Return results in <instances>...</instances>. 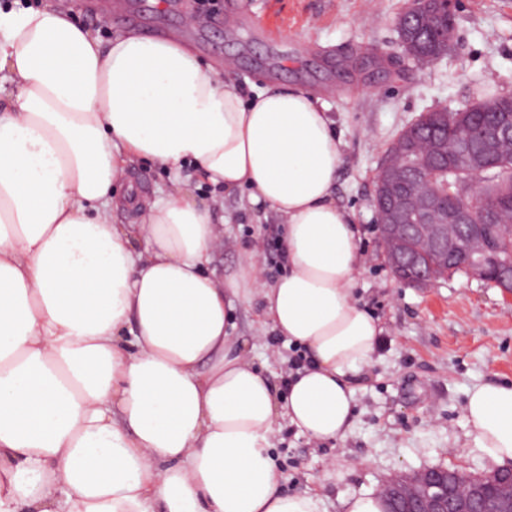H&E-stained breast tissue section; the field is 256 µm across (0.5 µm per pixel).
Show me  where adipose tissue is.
I'll return each mask as SVG.
<instances>
[{"instance_id":"adipose-tissue-1","label":"adipose tissue","mask_w":512,"mask_h":512,"mask_svg":"<svg viewBox=\"0 0 512 512\" xmlns=\"http://www.w3.org/2000/svg\"><path fill=\"white\" fill-rule=\"evenodd\" d=\"M341 146L305 89L248 101L178 38L105 42L58 0L0 7V512H321L271 450L282 417L346 439L383 332L356 295ZM137 162L247 190L280 220L282 275L262 281L253 249L218 273L224 221L176 174L114 195ZM237 299L305 350L284 388L233 335ZM464 411L487 465L512 464V383L474 386Z\"/></svg>"}]
</instances>
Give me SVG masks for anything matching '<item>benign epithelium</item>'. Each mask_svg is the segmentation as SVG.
Returning <instances> with one entry per match:
<instances>
[{"label": "benign epithelium", "instance_id": "1", "mask_svg": "<svg viewBox=\"0 0 512 512\" xmlns=\"http://www.w3.org/2000/svg\"><path fill=\"white\" fill-rule=\"evenodd\" d=\"M436 174L433 161L425 156L413 160L409 181L416 189L409 192L403 187L404 179L378 167L375 195L382 189L389 192L385 200L374 199L376 223L380 225L384 258L392 276L400 278L404 270L419 266L418 258L406 255L401 241L406 235H418L432 243L445 255L455 254L456 245L442 237L441 227L461 224L470 228L467 239L472 255L468 267L469 278L494 284L503 295L512 296V258L500 260L489 255L490 245L473 224L476 205H456L447 212L435 213L431 199L417 186L431 182ZM379 495L389 504L388 512H489L486 501L497 495L512 503V468L501 473L467 472L435 465L391 475L382 484Z\"/></svg>", "mask_w": 512, "mask_h": 512}]
</instances>
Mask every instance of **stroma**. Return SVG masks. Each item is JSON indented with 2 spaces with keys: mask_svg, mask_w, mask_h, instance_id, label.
Segmentation results:
<instances>
[{
  "mask_svg": "<svg viewBox=\"0 0 512 512\" xmlns=\"http://www.w3.org/2000/svg\"><path fill=\"white\" fill-rule=\"evenodd\" d=\"M129 2L142 12L131 27L87 6L74 8L73 17L105 41L130 28L189 35L245 99L271 86H301L320 96L336 121L343 148L336 200L354 212L368 257L357 295L385 332L356 382L355 422L344 441L319 444L287 426L277 434L272 455L285 489L319 493L324 512H340V497L377 491L395 471L437 464L484 470L464 405L475 384L512 382V298L462 275L430 288L396 282L371 201L388 147L420 113L464 107L478 81L490 93L512 95V0H457L453 45L428 64L400 45L396 22L409 0H178L173 10L156 0ZM214 12L238 18V26H208ZM347 58L356 70H341ZM246 197L243 190L224 197L230 223L214 265L228 274L239 242L263 256L283 247L277 218L246 213ZM232 320L235 335L253 344L256 362L283 383L300 349L264 332L255 304L234 302Z\"/></svg>",
  "mask_w": 512,
  "mask_h": 512,
  "instance_id": "1",
  "label": "stroma"
}]
</instances>
